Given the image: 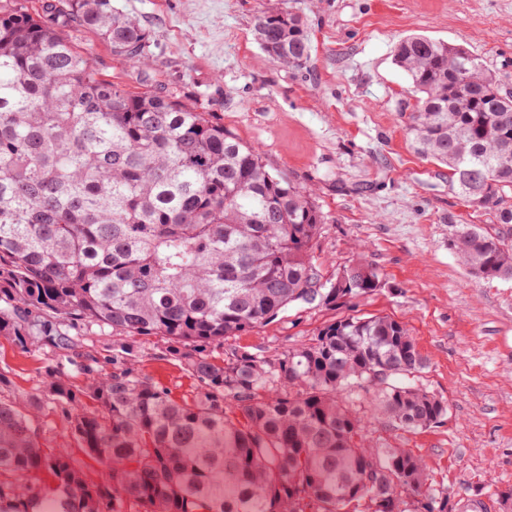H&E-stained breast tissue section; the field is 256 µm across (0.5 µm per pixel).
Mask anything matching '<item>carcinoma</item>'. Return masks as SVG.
Returning a JSON list of instances; mask_svg holds the SVG:
<instances>
[{"label": "carcinoma", "instance_id": "obj_1", "mask_svg": "<svg viewBox=\"0 0 512 512\" xmlns=\"http://www.w3.org/2000/svg\"><path fill=\"white\" fill-rule=\"evenodd\" d=\"M255 39L275 62L310 58L305 17L261 12ZM146 65L149 34L113 0H0V335L85 357L77 328L161 336L201 383L177 402L131 367L85 368L78 389L53 377L7 399L0 374V512H458L420 458L362 442L343 394L364 392L393 425L448 414L416 382L426 367L407 326L347 315L274 357L202 346L271 322L293 304L336 310L385 287L358 259L325 277L313 256L324 216L260 154L193 105L102 78L77 33ZM416 104L415 151L448 167L476 211L512 224V92L467 48L409 35L394 49ZM461 264L512 280V249L476 224L453 241ZM349 298H336V279ZM68 414L79 450L108 463L91 480L47 453L27 414ZM44 471L53 494L29 479Z\"/></svg>", "mask_w": 512, "mask_h": 512}]
</instances>
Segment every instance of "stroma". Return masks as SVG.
I'll use <instances>...</instances> for the list:
<instances>
[{"label": "stroma", "instance_id": "35a3bbf8", "mask_svg": "<svg viewBox=\"0 0 512 512\" xmlns=\"http://www.w3.org/2000/svg\"><path fill=\"white\" fill-rule=\"evenodd\" d=\"M272 2L114 0L150 35L141 71L93 33L80 32L78 44L104 79L133 91L148 83L201 106L272 172L311 192L325 217L314 252L324 274L361 257L382 271L385 288L356 300L354 311L404 323L426 360L420 384L448 405L442 423L408 431L356 400L367 414L364 435L421 458L452 501L512 512L503 502L512 491V281L473 276L453 246L460 225L476 224L512 247V224L469 208L447 168L413 152L406 124L416 100L393 61L397 42L420 34L464 45L512 90V0H283L308 20L311 54L300 69L273 62L254 38L255 17ZM345 314L292 306L209 354L218 363L235 349L274 356ZM123 346L133 349L138 373L173 399L198 393L162 337L98 329L84 348L104 376ZM50 371L84 382L78 364L0 336L10 395L37 392ZM30 425L46 446L77 453L60 409L31 414Z\"/></svg>", "mask_w": 512, "mask_h": 512}]
</instances>
